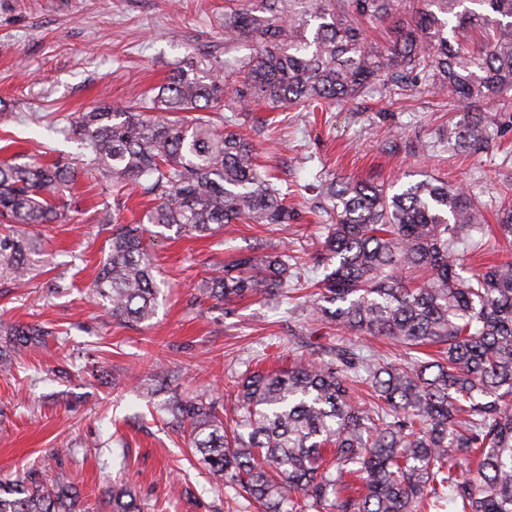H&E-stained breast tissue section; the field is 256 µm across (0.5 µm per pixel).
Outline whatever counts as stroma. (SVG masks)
Masks as SVG:
<instances>
[{
	"label": "stroma",
	"instance_id": "stroma-1",
	"mask_svg": "<svg viewBox=\"0 0 512 512\" xmlns=\"http://www.w3.org/2000/svg\"><path fill=\"white\" fill-rule=\"evenodd\" d=\"M251 54L245 41L225 48L224 0H182L176 10L170 0H0V160L73 159L75 144L59 133L68 113L134 104L174 68ZM483 110L502 134L476 156L435 145L452 108L420 85L327 112L246 113L239 131L299 220L285 230L235 223L213 237L170 229L147 240L166 286L155 315L137 325L102 315L90 292L112 235L105 215L134 222L152 201L79 175L66 215L41 229L46 266L26 288L0 280V321L48 331L0 375V482L47 460L48 478L78 489L85 512H110L112 491L123 485L144 512H255L242 496L211 492L187 437L160 410L166 392L145 401L132 384L161 374L182 395L229 407L246 369L286 367L296 348L314 359L344 340L289 299L252 298L225 314L205 280L215 266L270 250L296 257L302 279H321L315 258L325 225L310 201L322 174L397 186L426 172L493 206L496 184L512 178V107L491 102ZM390 129L432 148L394 150Z\"/></svg>",
	"mask_w": 512,
	"mask_h": 512
}]
</instances>
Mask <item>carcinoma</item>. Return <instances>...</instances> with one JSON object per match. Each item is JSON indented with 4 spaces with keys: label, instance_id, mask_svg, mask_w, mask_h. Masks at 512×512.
Returning <instances> with one entry per match:
<instances>
[{
    "label": "carcinoma",
    "instance_id": "obj_1",
    "mask_svg": "<svg viewBox=\"0 0 512 512\" xmlns=\"http://www.w3.org/2000/svg\"><path fill=\"white\" fill-rule=\"evenodd\" d=\"M224 43L254 55L224 59L232 82L179 67L139 106L72 112L62 132L89 153L87 171L145 189L154 206L118 224L93 298L128 323L149 320L160 284L143 246L157 228L200 237L232 221L286 226L296 213L255 161L236 117L213 113L323 107L424 84L455 106L439 141L478 154L492 133L483 104L512 102V0H233ZM389 21L386 42L368 25ZM79 163L0 162V278L22 286L43 256L36 230L63 216ZM314 211L328 220L321 263L304 307L320 321L404 348L398 362L353 340L319 361L246 376L226 419L216 401L172 393L163 411L188 434L210 485L242 490L264 512H512V259L465 280L456 246L482 232L464 185L410 181L394 193L350 177L322 178ZM497 229L512 239V204ZM299 281L284 252L244 255L207 288L235 312L242 300L285 297ZM15 346L45 335L6 328ZM368 401L354 399L356 386ZM71 485L29 471L0 484V512H81ZM112 512H141L112 494Z\"/></svg>",
    "mask_w": 512,
    "mask_h": 512
}]
</instances>
